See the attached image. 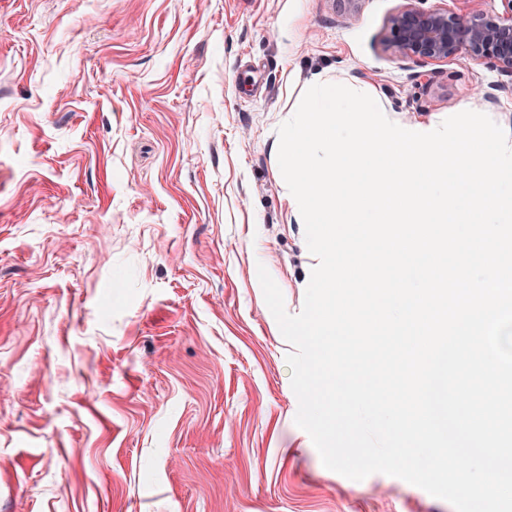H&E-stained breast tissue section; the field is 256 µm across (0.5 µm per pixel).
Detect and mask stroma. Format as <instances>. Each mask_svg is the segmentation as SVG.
<instances>
[{
    "mask_svg": "<svg viewBox=\"0 0 512 512\" xmlns=\"http://www.w3.org/2000/svg\"><path fill=\"white\" fill-rule=\"evenodd\" d=\"M404 0H0V512H454L325 468L289 314L318 259L278 164L316 78L420 131L490 64L387 52Z\"/></svg>",
    "mask_w": 512,
    "mask_h": 512,
    "instance_id": "obj_1",
    "label": "stroma"
}]
</instances>
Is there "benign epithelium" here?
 Returning a JSON list of instances; mask_svg holds the SVG:
<instances>
[{
  "label": "benign epithelium",
  "mask_w": 512,
  "mask_h": 512,
  "mask_svg": "<svg viewBox=\"0 0 512 512\" xmlns=\"http://www.w3.org/2000/svg\"><path fill=\"white\" fill-rule=\"evenodd\" d=\"M502 2L500 12L475 11L465 17L405 0L389 20L385 49L416 62L483 60L512 78V0Z\"/></svg>",
  "instance_id": "7a95c632"
}]
</instances>
